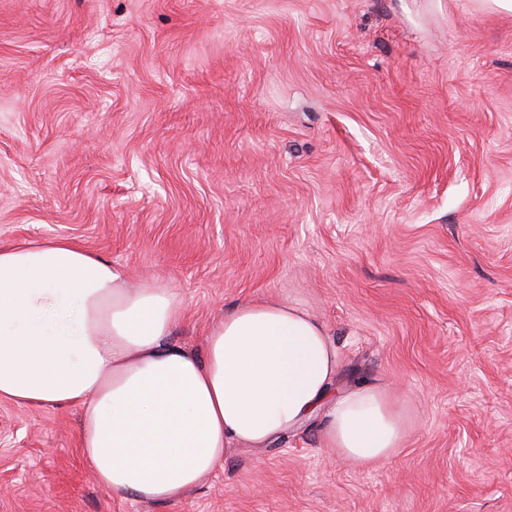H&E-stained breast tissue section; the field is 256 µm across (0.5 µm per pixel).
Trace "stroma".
Returning <instances> with one entry per match:
<instances>
[{
	"label": "stroma",
	"mask_w": 512,
	"mask_h": 512,
	"mask_svg": "<svg viewBox=\"0 0 512 512\" xmlns=\"http://www.w3.org/2000/svg\"><path fill=\"white\" fill-rule=\"evenodd\" d=\"M66 238L396 384L370 470L313 420L174 502L101 487L80 410L0 400V512H512V13L490 0H0V247Z\"/></svg>",
	"instance_id": "obj_1"
}]
</instances>
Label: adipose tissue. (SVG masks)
<instances>
[{"mask_svg":"<svg viewBox=\"0 0 512 512\" xmlns=\"http://www.w3.org/2000/svg\"><path fill=\"white\" fill-rule=\"evenodd\" d=\"M174 289L131 284L66 239L0 248V399L81 412L79 447L113 494L182 499L233 448H266L322 417V442L353 467L396 456L406 417L393 393L340 388L324 324L299 306L249 301L202 351L174 345Z\"/></svg>","mask_w":512,"mask_h":512,"instance_id":"obj_1","label":"adipose tissue"}]
</instances>
